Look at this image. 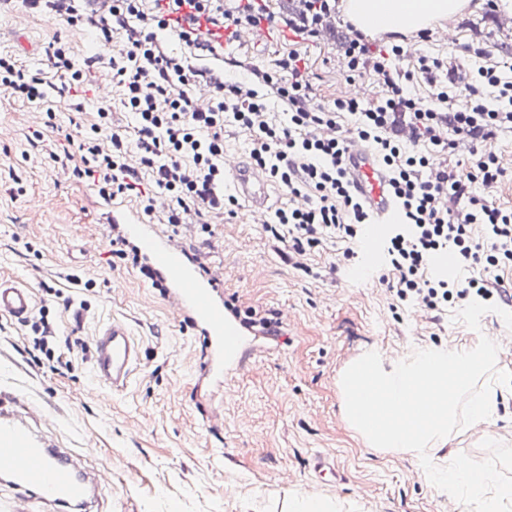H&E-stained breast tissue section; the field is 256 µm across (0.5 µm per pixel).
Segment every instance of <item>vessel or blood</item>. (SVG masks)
<instances>
[{
  "label": "vessel or blood",
  "mask_w": 512,
  "mask_h": 512,
  "mask_svg": "<svg viewBox=\"0 0 512 512\" xmlns=\"http://www.w3.org/2000/svg\"><path fill=\"white\" fill-rule=\"evenodd\" d=\"M351 184L371 215L363 242L364 265L373 270L383 261L381 243L389 229L400 221L398 204L388 187L387 174L366 145L351 142L347 155ZM228 187L256 209L267 204L262 171L237 160H225ZM101 208L108 223L119 225L136 242L164 292L180 316L195 329L204 346L196 367L198 383L221 391L229 380L261 349L250 341V332L240 317L224 306V290L216 278L198 272L186 251L122 210L112 199ZM36 297L27 283L0 278V316L25 323ZM141 360V347L128 327L115 320L101 325L94 337L92 361L96 385L115 391L125 389ZM0 483L20 496L35 494L53 512H91L99 483L62 448H51L34 437L24 418L0 419Z\"/></svg>",
  "instance_id": "b4317fda"
}]
</instances>
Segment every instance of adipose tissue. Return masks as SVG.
<instances>
[{
  "label": "adipose tissue",
  "mask_w": 512,
  "mask_h": 512,
  "mask_svg": "<svg viewBox=\"0 0 512 512\" xmlns=\"http://www.w3.org/2000/svg\"><path fill=\"white\" fill-rule=\"evenodd\" d=\"M468 5L469 0H345L344 14L361 31L407 35Z\"/></svg>",
  "instance_id": "adipose-tissue-1"
}]
</instances>
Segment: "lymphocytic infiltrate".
Returning a JSON list of instances; mask_svg holds the SVG:
<instances>
[{"label":"lymphocytic infiltrate","instance_id":"lymphocytic-infiltrate-1","mask_svg":"<svg viewBox=\"0 0 512 512\" xmlns=\"http://www.w3.org/2000/svg\"><path fill=\"white\" fill-rule=\"evenodd\" d=\"M31 7L59 16L92 32L98 45L111 49L112 80L123 90V106L132 114L138 133L136 146L112 127V112L103 107L98 121L66 152L73 161L72 174L87 180L99 195L114 198L137 191L140 170L154 174V185L164 195L166 222L177 227L194 217L200 233L212 231L210 216L233 213L237 197L224 185V135L227 130L253 138L251 163L264 169L292 196H306L309 205L275 210L264 230L272 241L286 244L296 256L319 247L323 241L347 242L345 257L368 225V213L347 178L344 157L350 137L374 144L390 175L401 223L385 245L383 273L379 278L393 299L404 307L417 306L440 312L461 309L481 299L512 307V209L489 203L472 192L475 184L497 183L505 170L496 153L478 151L477 143L497 131L512 129V77L504 62L487 57L470 82L465 83L470 104L457 109L447 87H439L431 101L411 96L407 83L415 78L433 80L440 61H421L418 73L393 72L390 61L402 55L391 45L379 56L353 40L346 49L348 69L357 74L372 71L382 88L371 107L358 100L337 98L328 105L313 104L306 62L291 53L268 71H253L247 81L226 79L198 68L186 57L167 51L158 34L174 29L172 13L186 7L213 28L259 25L266 19L265 0H239L236 12L226 11L224 0H154L145 10L144 0H111L108 15L86 8L84 0H27ZM124 31L121 48H113V31ZM175 30V29H174ZM49 59L62 78L48 83L10 55H0V85L30 102L76 96L86 69L97 57L76 61L67 45L53 44ZM205 84L215 93L208 111L196 109L188 94ZM497 91L488 104L483 87ZM277 102L282 119L268 110ZM352 118L348 134L338 131L341 121ZM414 133L412 147L393 137L400 122ZM467 146V162L443 168L436 176L427 171L435 157ZM140 152L139 167L128 162L131 148ZM452 251L466 278L451 281L433 270L434 256ZM28 355L40 354L49 362L71 368L61 356L69 339L59 336L47 315L31 324Z\"/></svg>","mask_w":512,"mask_h":512}]
</instances>
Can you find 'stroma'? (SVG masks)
Returning a JSON list of instances; mask_svg holds the SVG:
<instances>
[{"mask_svg":"<svg viewBox=\"0 0 512 512\" xmlns=\"http://www.w3.org/2000/svg\"><path fill=\"white\" fill-rule=\"evenodd\" d=\"M453 22L452 44L441 39L436 25L396 39L404 47L397 71H416L428 58L462 78L483 65L481 50L512 58V8L470 0ZM355 33L337 9L310 41L282 25L260 45L232 46L216 55H198L173 35L168 41L192 65L239 80V62L269 70L298 53L310 69L313 101L323 104L344 96L351 81L340 61ZM58 41L79 62L97 50L65 20L31 9L26 0H0V52L56 83L60 75L47 50ZM110 79L108 64L91 70L82 113L58 99L50 106L56 114L50 123L42 119V104L0 94V278L31 285L37 307L48 308L60 335L81 343L70 355L72 371L56 374L26 359L29 326L0 317V412H18L15 397L26 398L39 410L29 420L35 435L86 468L109 474L98 512H289L298 493L339 503L340 512H469L423 481L416 459L368 448L358 439L343 420L340 377L369 348L390 359L430 346L470 344L483 335L504 338L512 331L501 317L485 314L476 332L449 314L435 324L393 308L377 277L352 279L353 265L343 260L340 242H324L295 267L268 242L263 215L245 203L234 217L217 220L209 237L189 225L171 229L158 210L147 223L173 235L199 266L221 271L225 300L243 309L291 313L276 349L237 374L228 396L196 392L201 343L195 331L138 268L112 259V229L96 190L49 158L61 151L65 137L88 130L105 102L115 129L136 142L119 91L105 102L96 95L97 84ZM36 130L41 140L34 145ZM485 147L506 170L488 199L512 208V132L498 133ZM16 182L22 191L13 196L8 189ZM58 292L73 297L70 308L58 305ZM114 319L128 325L142 350L120 394L94 388L91 375L95 331ZM486 438L512 444V413L461 429L448 446L482 460L488 456L480 446ZM319 454L335 460L338 480L315 477L312 461Z\"/></svg>","mask_w":512,"mask_h":512,"instance_id":"obj_1","label":"stroma"}]
</instances>
